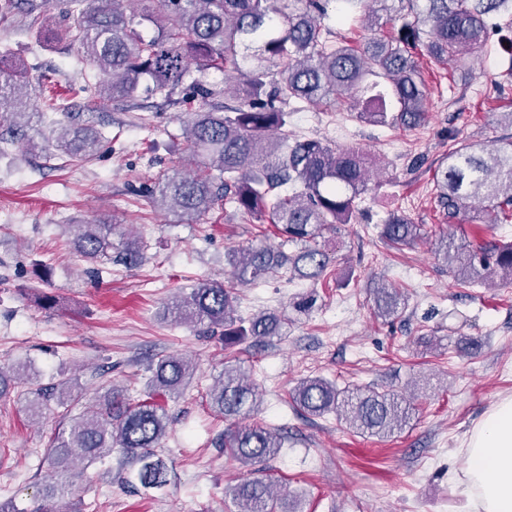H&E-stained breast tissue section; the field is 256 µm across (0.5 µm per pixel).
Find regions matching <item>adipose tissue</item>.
Instances as JSON below:
<instances>
[{
  "mask_svg": "<svg viewBox=\"0 0 512 512\" xmlns=\"http://www.w3.org/2000/svg\"><path fill=\"white\" fill-rule=\"evenodd\" d=\"M465 448L467 465L456 482L470 512H512V397L476 424Z\"/></svg>",
  "mask_w": 512,
  "mask_h": 512,
  "instance_id": "ef3b65f1",
  "label": "adipose tissue"
}]
</instances>
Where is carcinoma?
Segmentation results:
<instances>
[{
  "label": "carcinoma",
  "mask_w": 512,
  "mask_h": 512,
  "mask_svg": "<svg viewBox=\"0 0 512 512\" xmlns=\"http://www.w3.org/2000/svg\"><path fill=\"white\" fill-rule=\"evenodd\" d=\"M336 15L352 13L375 31L400 22L398 36H373L359 47L337 38L323 24L330 2ZM136 0H67L65 37L81 59L96 71V81L76 93H93L99 102L123 103L140 87L170 98L188 115L187 150L195 174L178 173L140 190L154 207L175 210L181 222L195 224L229 205L242 216L274 226L277 235L298 246L286 254L271 245L232 249L226 259L238 285H248L281 270L289 277L317 283L332 263L318 244L323 230L350 224L368 192L369 157L358 148H336L319 139L288 143L292 113L343 99L353 102L360 120L410 129L427 119V92L408 48L421 43L438 61L455 62L486 39L490 20L512 15V0H303L288 10V0H159V12L137 11ZM36 0H0V21L31 16ZM150 23L155 34L143 36ZM209 70L224 73V90L195 77ZM24 64L0 66V141L26 154L59 151L70 161L95 159L112 143L91 118L67 112L53 95L42 98L41 112L29 111L24 97ZM233 103L217 101L220 95ZM437 202L448 219L478 205L485 210L490 235L455 245L442 241L435 255L464 287L496 276L512 284V241L497 234L512 224V137L495 146L457 142L448 150V165L435 173ZM74 250L88 262L107 259L127 268L139 266L145 245L138 239L112 240L111 221L73 225ZM380 236L393 248L419 238L420 225L403 214L381 224ZM235 287L203 281L176 297L178 317L221 330L224 348L247 337L258 341L282 333L275 313L247 319L236 314ZM375 311L381 318L398 314L401 296L378 288ZM143 399L114 388L72 417L70 378L28 389L24 412L30 419L61 408L69 425L53 438L47 455L51 471L39 494L46 503L73 493L76 462L102 461L118 449L146 490L170 484L167 460L158 452L171 430L161 401L180 394L195 371L192 360L172 354L148 367ZM31 365L0 364V397L32 383ZM209 406L233 427L224 431V451L247 467L246 477L230 487L235 512H277L278 497L265 475L266 464L283 448L284 437L269 428L241 426L238 420L259 411L257 386L234 369L207 392ZM296 409L313 416L336 415L350 431L388 436L402 427L408 411L404 398L388 390L339 388L321 377L300 379L289 392Z\"/></svg>",
  "instance_id": "carcinoma-1"
}]
</instances>
